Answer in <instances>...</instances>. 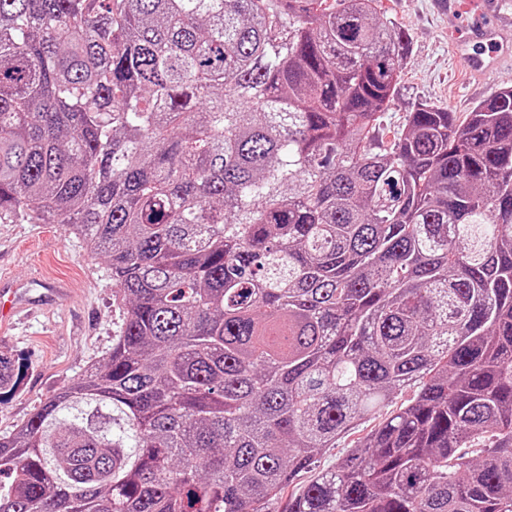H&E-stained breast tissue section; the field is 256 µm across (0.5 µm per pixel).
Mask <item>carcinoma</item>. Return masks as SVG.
<instances>
[{
    "label": "carcinoma",
    "instance_id": "cac0c4a2",
    "mask_svg": "<svg viewBox=\"0 0 512 512\" xmlns=\"http://www.w3.org/2000/svg\"><path fill=\"white\" fill-rule=\"evenodd\" d=\"M379 0H0V216L123 309L0 435V512H512V87L384 115ZM417 383H412L402 388L392 403L389 404L379 415L365 420L356 429L342 435L336 440L334 448H324L323 451L317 456L315 464L308 472L302 473L297 477L295 485L300 487L307 484L309 481L317 478L319 475L334 470L350 453L359 439L365 436L372 430L378 428L386 418L396 413L401 406L407 404L411 400L417 389ZM285 489L282 497L276 501L270 502L265 505L268 512H281L288 504V494L291 493L293 487Z\"/></svg>",
    "mask_w": 512,
    "mask_h": 512
}]
</instances>
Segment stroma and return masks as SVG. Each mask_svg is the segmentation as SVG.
Masks as SVG:
<instances>
[{"label": "stroma", "instance_id": "stroma-1", "mask_svg": "<svg viewBox=\"0 0 512 512\" xmlns=\"http://www.w3.org/2000/svg\"><path fill=\"white\" fill-rule=\"evenodd\" d=\"M382 7L410 37L402 81L384 119L388 127L402 125L422 102L462 118L492 92L512 86V64L485 79L466 77L461 58L451 50L454 36L440 0H382ZM2 287L27 290L29 302L38 306L0 328V353L12 361V380L0 387V431L7 432L103 360L120 331L123 310L112 296L109 263L89 257L82 242L60 224L0 218ZM417 389L414 383L403 387L382 414L323 449L312 469L297 477V485L334 470L361 437L407 404Z\"/></svg>", "mask_w": 512, "mask_h": 512}]
</instances>
